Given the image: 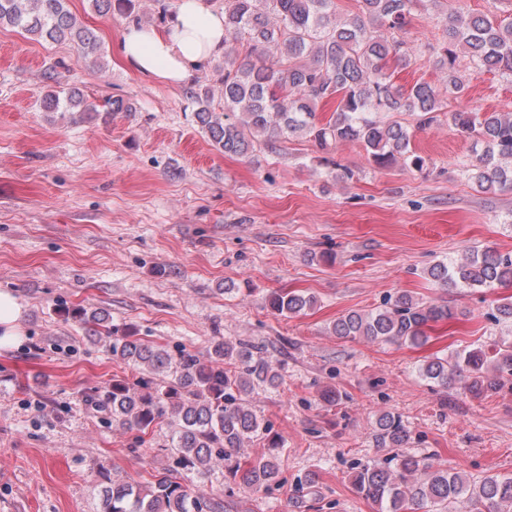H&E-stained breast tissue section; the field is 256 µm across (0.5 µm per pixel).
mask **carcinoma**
Returning a JSON list of instances; mask_svg holds the SVG:
<instances>
[{
	"label": "carcinoma",
	"mask_w": 512,
	"mask_h": 512,
	"mask_svg": "<svg viewBox=\"0 0 512 512\" xmlns=\"http://www.w3.org/2000/svg\"><path fill=\"white\" fill-rule=\"evenodd\" d=\"M357 2L360 13L341 21L335 0H221L222 61L211 66L210 82L187 90L201 132L228 156L244 157L258 146L298 135L323 151L356 142L379 168L400 164L421 172L427 161L412 148L414 130L445 117L476 143L462 164L463 174L483 191L511 188V112L450 110L431 84L417 81L406 87L389 73L393 64L410 65L408 27L415 16L440 6V0ZM89 3L100 15L117 13L146 30L139 0ZM440 24L441 39L430 53L449 92L465 94L464 69L476 76L496 72L512 79L511 10L467 17L450 11L442 14ZM5 25L45 42H72L96 63L103 59L99 36L67 8V0H0V27ZM45 80L42 102L48 112L82 117L137 111L135 103L122 97L94 105L79 91L62 86L52 72L45 73ZM214 85L224 94L220 112L212 106ZM330 102L336 108L329 117L316 112L318 104ZM403 112L413 117L414 125L394 119ZM427 275L445 288L493 291L512 285V254L477 248L463 262L431 265ZM267 303L272 312L292 316L314 307L316 299L280 289L271 292ZM72 314L88 336L109 340L113 357L150 375L104 382L84 391L83 402L113 424L144 435L161 424L172 431V468L146 482L118 481L106 471L97 472L93 491L102 512H224V501L201 491L217 468L224 470V490L230 494L241 486L276 481V453L255 458L241 453L269 429L250 406V395L281 380L258 346L219 338L204 355L183 349L174 357L129 330L114 335L103 311L83 308ZM457 316L446 303H427L402 292L381 309L337 317L332 332L420 348L428 343L432 325ZM487 317L497 325H512V296L493 299ZM420 374L439 386L460 382L474 398L496 393L512 381V336L490 349L478 344L449 357H430ZM375 439L379 447L396 452L362 465L353 486L378 512H512V476L489 474L471 481L430 456L411 452L412 433L400 416L381 415Z\"/></svg>",
	"instance_id": "obj_1"
}]
</instances>
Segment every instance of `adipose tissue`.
<instances>
[{"mask_svg": "<svg viewBox=\"0 0 512 512\" xmlns=\"http://www.w3.org/2000/svg\"><path fill=\"white\" fill-rule=\"evenodd\" d=\"M224 49V14L204 0H181L171 22L147 32L129 28L121 37L124 61L136 72L177 85Z\"/></svg>", "mask_w": 512, "mask_h": 512, "instance_id": "1", "label": "adipose tissue"}]
</instances>
